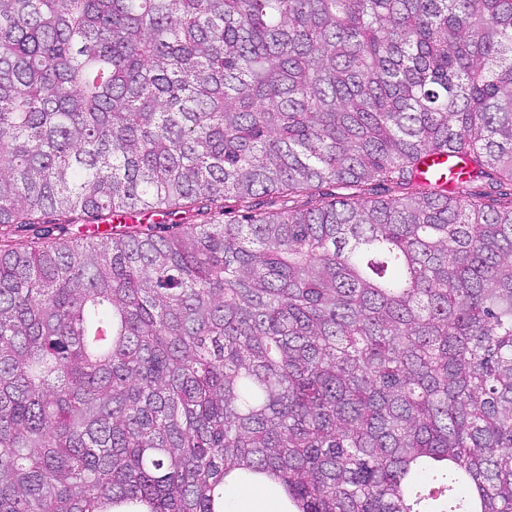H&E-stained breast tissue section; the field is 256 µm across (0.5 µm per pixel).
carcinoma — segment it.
Listing matches in <instances>:
<instances>
[{
    "label": "carcinoma",
    "mask_w": 512,
    "mask_h": 512,
    "mask_svg": "<svg viewBox=\"0 0 512 512\" xmlns=\"http://www.w3.org/2000/svg\"><path fill=\"white\" fill-rule=\"evenodd\" d=\"M252 484L512 512V0H0V512Z\"/></svg>",
    "instance_id": "obj_1"
}]
</instances>
